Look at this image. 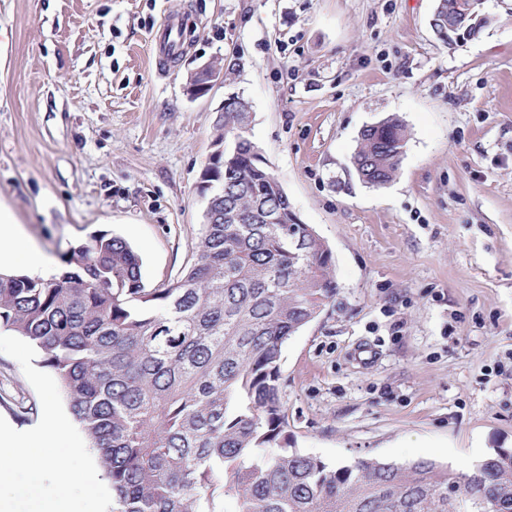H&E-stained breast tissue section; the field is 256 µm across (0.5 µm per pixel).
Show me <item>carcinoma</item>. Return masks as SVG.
<instances>
[{
	"label": "carcinoma",
	"instance_id": "1",
	"mask_svg": "<svg viewBox=\"0 0 512 512\" xmlns=\"http://www.w3.org/2000/svg\"><path fill=\"white\" fill-rule=\"evenodd\" d=\"M243 98L224 107L203 173L210 203L191 258L144 288L122 238L91 234L49 277L0 272V329L57 376L112 486V512H512V448L462 470L431 460L332 464L290 447L282 348L336 295L332 251L295 211L259 149ZM397 117L360 132L371 186L399 170Z\"/></svg>",
	"mask_w": 512,
	"mask_h": 512
}]
</instances>
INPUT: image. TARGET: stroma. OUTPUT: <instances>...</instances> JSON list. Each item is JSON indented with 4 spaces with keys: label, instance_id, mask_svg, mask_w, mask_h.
<instances>
[{
    "label": "stroma",
    "instance_id": "obj_1",
    "mask_svg": "<svg viewBox=\"0 0 512 512\" xmlns=\"http://www.w3.org/2000/svg\"><path fill=\"white\" fill-rule=\"evenodd\" d=\"M436 0H0V205L61 256L98 230L125 239L145 288L191 257L218 109L249 133L302 223L330 246L338 291L282 350L292 447L342 464L455 469L512 448V0L437 39ZM188 16L180 57L152 39ZM223 84L189 99L206 61ZM410 132L381 187L351 164L360 131ZM39 397L0 353V417Z\"/></svg>",
    "mask_w": 512,
    "mask_h": 512
}]
</instances>
